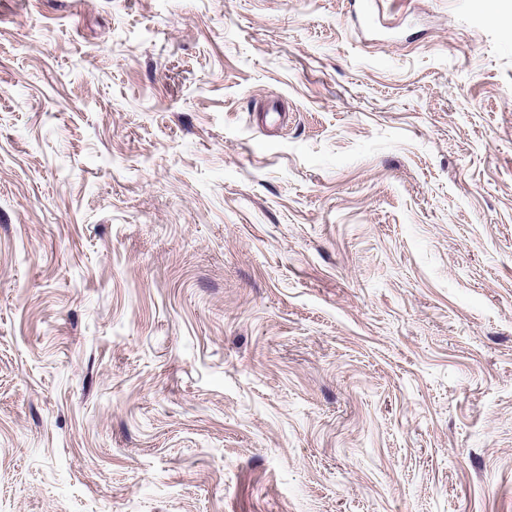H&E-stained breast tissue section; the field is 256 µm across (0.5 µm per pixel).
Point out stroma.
Instances as JSON below:
<instances>
[{
	"mask_svg": "<svg viewBox=\"0 0 512 512\" xmlns=\"http://www.w3.org/2000/svg\"><path fill=\"white\" fill-rule=\"evenodd\" d=\"M373 11L0 0V512H512V0Z\"/></svg>",
	"mask_w": 512,
	"mask_h": 512,
	"instance_id": "stroma-1",
	"label": "stroma"
}]
</instances>
